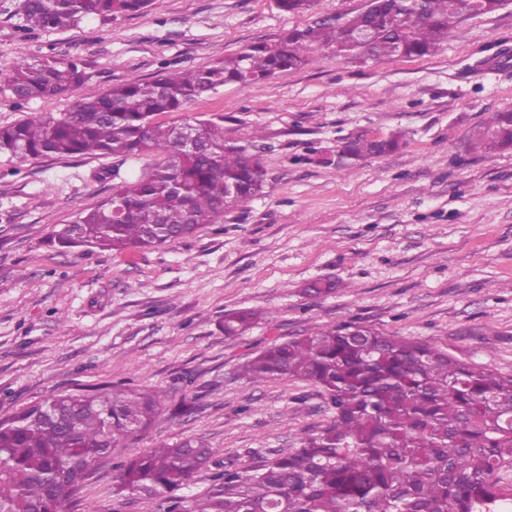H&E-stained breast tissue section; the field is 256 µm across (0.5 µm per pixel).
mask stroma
Wrapping results in <instances>:
<instances>
[{"mask_svg": "<svg viewBox=\"0 0 512 512\" xmlns=\"http://www.w3.org/2000/svg\"><path fill=\"white\" fill-rule=\"evenodd\" d=\"M364 3L312 0L292 15L276 0H152L140 15L43 31L25 29L21 0H0V125L208 65ZM24 55L79 60L85 78L61 98L18 100L7 79ZM508 108L512 2L422 58L331 54L258 86L225 84L164 120L223 117L226 143L259 149L264 194L190 237L121 253L50 239L110 193V171L133 179L143 161L0 153V419L61 391L164 390V417L116 444L79 494L97 512H164L160 499L114 494L132 456L195 439L213 463L244 468L332 418L307 382L242 376L272 343L353 322L512 375V150L467 148ZM393 131L405 134L399 150L337 165L345 141ZM317 279L336 291L308 296ZM248 308L272 318L226 336L225 313ZM194 396L199 412L171 417Z\"/></svg>", "mask_w": 512, "mask_h": 512, "instance_id": "35a3bbf8", "label": "stroma"}]
</instances>
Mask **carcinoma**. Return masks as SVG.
Segmentation results:
<instances>
[{"label":"carcinoma","instance_id":"1","mask_svg":"<svg viewBox=\"0 0 512 512\" xmlns=\"http://www.w3.org/2000/svg\"><path fill=\"white\" fill-rule=\"evenodd\" d=\"M506 0H368L357 12L318 19L270 42L153 82L112 85L57 116L0 125V152L22 160L85 155L163 156L119 182L52 241L84 251L161 246L213 224L229 207L264 193L255 154L224 144V125L194 119L164 125L226 83L260 85L329 50L374 60L421 58L451 30L499 10ZM152 0H23L26 27L65 30L87 16L142 14ZM84 79L70 58L23 57L9 87L20 100L61 97ZM195 135L181 145L177 132ZM402 134L359 136L341 157L360 161L396 150ZM485 153L512 149V109L498 110L469 142ZM245 309L224 315V335L263 320ZM253 384L302 380L320 388L333 419L299 446L212 476L187 496L212 450L186 440L139 454L117 476L115 493L168 500L167 512H512V376L458 360L437 346L387 336L361 324L326 328L273 344L243 367ZM164 392L122 386L53 394L0 420V512H67L112 446L150 428Z\"/></svg>","mask_w":512,"mask_h":512}]
</instances>
